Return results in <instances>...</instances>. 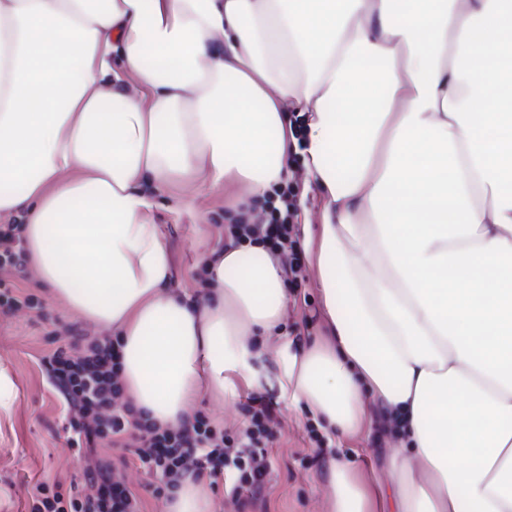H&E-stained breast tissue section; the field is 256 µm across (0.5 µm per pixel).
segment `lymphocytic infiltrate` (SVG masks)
Returning a JSON list of instances; mask_svg holds the SVG:
<instances>
[{"instance_id":"1","label":"lymphocytic infiltrate","mask_w":512,"mask_h":512,"mask_svg":"<svg viewBox=\"0 0 512 512\" xmlns=\"http://www.w3.org/2000/svg\"><path fill=\"white\" fill-rule=\"evenodd\" d=\"M268 222L242 225L244 236L257 237L272 249H286L293 258L288 279L297 282L300 260L292 238L300 219L296 193L291 186L274 189L268 200ZM25 249L16 224L0 225V307H25L43 312L44 305L17 292L24 279ZM120 342L111 338H87L72 334L68 343L41 358L45 380L64 404L68 420L67 447L84 464L85 484L63 491L59 482L42 481L33 487L31 512H143L139 494L115 473L104 448L127 450L135 461L154 474L155 497L176 489L185 476L217 482L226 469L238 473L235 494L251 501L263 498L272 471L268 459L269 424L273 408L263 396H252L245 407L246 423L238 432L217 428L202 415H194L180 429L171 430L144 418L123 402L117 376Z\"/></svg>"}]
</instances>
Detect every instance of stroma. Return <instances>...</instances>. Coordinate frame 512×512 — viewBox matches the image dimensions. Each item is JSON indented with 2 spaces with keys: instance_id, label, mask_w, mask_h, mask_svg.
<instances>
[{
  "instance_id": "35a3bbf8",
  "label": "stroma",
  "mask_w": 512,
  "mask_h": 512,
  "mask_svg": "<svg viewBox=\"0 0 512 512\" xmlns=\"http://www.w3.org/2000/svg\"><path fill=\"white\" fill-rule=\"evenodd\" d=\"M236 188L220 191L205 184L166 189L155 221L168 244L177 273L174 286L190 296L201 292L204 253L224 240V226L234 211ZM25 293L44 303L43 318L22 309L0 313V366L12 377L16 400L10 417L0 420V512H30V490L36 481L58 479L63 485L82 483V467L66 445L64 406L46 385L39 358L53 344L67 342L72 329L92 338L105 330L76 321L47 289L32 277L20 283ZM288 310L280 326L282 335L301 344L324 335L323 301L311 265H304L299 285L288 288ZM261 394L275 409L270 450L273 479L264 494L265 507L236 504L228 486L212 487L215 512H321L324 475L330 460L348 464L365 479L375 480L386 470L391 441L376 419H367L354 435L333 439L314 417L281 395L277 386L241 387L233 401L201 394L193 412L227 428L243 426V406Z\"/></svg>"
}]
</instances>
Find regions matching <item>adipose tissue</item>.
I'll return each mask as SVG.
<instances>
[{
    "label": "adipose tissue",
    "mask_w": 512,
    "mask_h": 512,
    "mask_svg": "<svg viewBox=\"0 0 512 512\" xmlns=\"http://www.w3.org/2000/svg\"><path fill=\"white\" fill-rule=\"evenodd\" d=\"M294 153L328 332L298 347L285 256L211 249L190 298L153 218L174 181L264 197ZM1 215L117 333L152 422L260 385L275 338L330 436L376 413L399 437L377 484L329 462L328 512H512V0H0ZM215 509L188 477L164 512Z\"/></svg>",
    "instance_id": "obj_1"
}]
</instances>
